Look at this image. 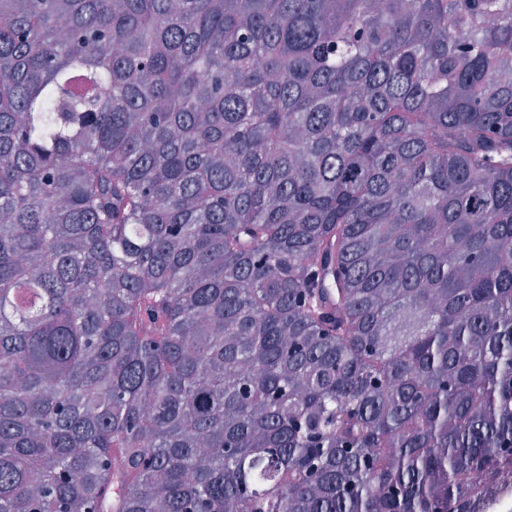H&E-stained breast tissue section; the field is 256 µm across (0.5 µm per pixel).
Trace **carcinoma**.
Returning <instances> with one entry per match:
<instances>
[{
    "label": "carcinoma",
    "instance_id": "1",
    "mask_svg": "<svg viewBox=\"0 0 512 512\" xmlns=\"http://www.w3.org/2000/svg\"><path fill=\"white\" fill-rule=\"evenodd\" d=\"M510 477L512 0H0V512Z\"/></svg>",
    "mask_w": 512,
    "mask_h": 512
}]
</instances>
